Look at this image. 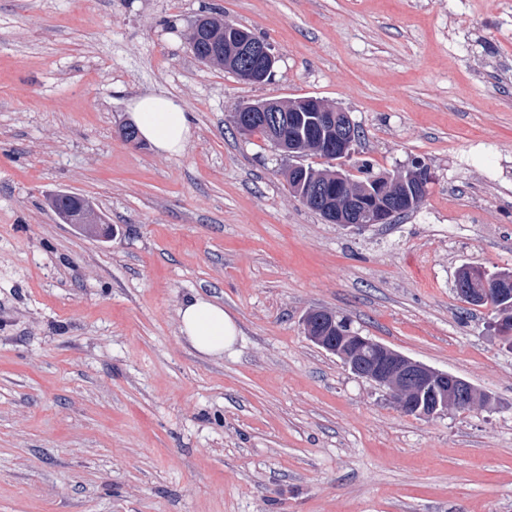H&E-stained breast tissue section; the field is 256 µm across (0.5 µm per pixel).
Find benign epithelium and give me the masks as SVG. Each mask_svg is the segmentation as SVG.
<instances>
[{
	"instance_id": "1",
	"label": "benign epithelium",
	"mask_w": 512,
	"mask_h": 512,
	"mask_svg": "<svg viewBox=\"0 0 512 512\" xmlns=\"http://www.w3.org/2000/svg\"><path fill=\"white\" fill-rule=\"evenodd\" d=\"M224 51L246 63L247 69L242 72V78L250 84L266 82L276 63V57L267 43L233 23L225 26ZM238 111L243 113L241 129L247 133L254 113L277 112L279 107L274 101H263L243 105ZM288 111L292 112L288 121L275 117L268 128L270 138L283 154L290 158L300 157L304 154L300 141L314 139L320 143L325 155L336 161V165L343 166L356 138V129L349 115L342 108L326 106L315 97L296 100V105L288 108ZM296 112L312 113L311 125L299 136L296 135ZM409 174L408 178L398 174L384 179V187L371 197L351 191L350 179L341 170L336 171V184L323 186L306 183L302 191L322 204L326 223L360 229L369 224H388L403 209L418 202L433 176L428 167L411 170ZM457 291L471 300H478L492 291L505 293L507 289L486 269L477 267L458 280ZM335 320V315L323 313L318 319L322 325L320 335L310 337V341L339 357L356 376L388 390L405 413L432 418L452 409L469 410L489 402L488 394L466 380L430 367L372 339L344 333L339 329L336 335H329Z\"/></svg>"
}]
</instances>
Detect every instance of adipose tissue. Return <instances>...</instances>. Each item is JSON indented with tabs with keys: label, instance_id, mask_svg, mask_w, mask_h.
I'll return each mask as SVG.
<instances>
[{
	"label": "adipose tissue",
	"instance_id": "1",
	"mask_svg": "<svg viewBox=\"0 0 512 512\" xmlns=\"http://www.w3.org/2000/svg\"><path fill=\"white\" fill-rule=\"evenodd\" d=\"M140 136L160 153L184 151L193 135L189 114L172 98L150 93L132 101ZM180 332L199 353L218 357L235 343L238 326L222 305L202 297L185 302L179 309Z\"/></svg>",
	"mask_w": 512,
	"mask_h": 512
}]
</instances>
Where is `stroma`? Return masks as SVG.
Returning <instances> with one entry per match:
<instances>
[{"label":"stroma","mask_w":512,"mask_h":512,"mask_svg":"<svg viewBox=\"0 0 512 512\" xmlns=\"http://www.w3.org/2000/svg\"><path fill=\"white\" fill-rule=\"evenodd\" d=\"M202 13L263 38L270 80L195 60ZM156 90L193 117L181 154L119 134ZM303 96L358 127L346 170L424 162L419 206L303 205L233 126ZM465 265L512 269V0H0V512H512V349ZM194 296L237 321L223 357L180 332ZM317 309L491 406L405 414L307 339Z\"/></svg>","instance_id":"35a3bbf8"}]
</instances>
